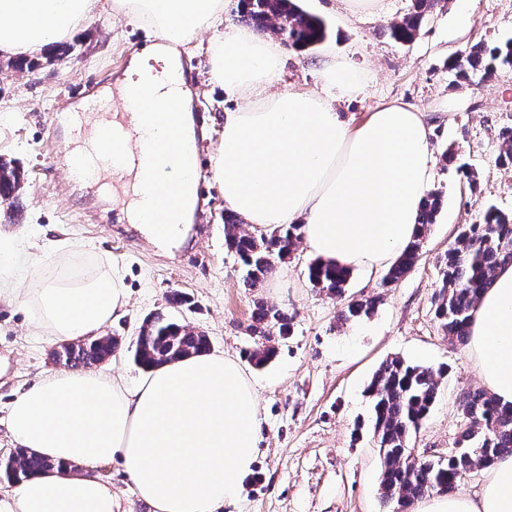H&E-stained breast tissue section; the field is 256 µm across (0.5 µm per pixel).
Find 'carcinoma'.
Here are the masks:
<instances>
[{"mask_svg":"<svg viewBox=\"0 0 512 512\" xmlns=\"http://www.w3.org/2000/svg\"><path fill=\"white\" fill-rule=\"evenodd\" d=\"M243 16L258 31L270 28L277 18L288 26V45L305 50L327 37L323 20L300 10L293 0H242ZM432 0H415L414 12L390 27L393 38L413 39L419 20ZM512 66V39L488 46L467 45L463 56L452 62L460 83L468 86L493 74L501 67ZM23 174L13 161L0 159V201L15 197L21 189ZM442 205L439 191L429 193L420 213V228L415 240L398 261L389 267L383 283L403 278L417 261L420 244L428 227L435 223ZM302 237V225L285 224L270 232L248 233L232 213H224V245L240 260L244 283L250 288L262 282L277 260L287 258ZM512 264V213L495 207L486 210L480 224H464L455 245L440 258L441 281L433 298L436 318L448 340L465 344L469 338L471 311L498 268ZM313 287L341 297L350 279V271L315 259L308 265ZM376 300L351 299L339 312L347 322L370 315ZM250 335L259 338L249 352L257 368L267 365L276 355L270 345L273 333L287 336L291 319L274 305L258 301L248 325ZM117 338L101 336L82 343L66 345L56 352V360L68 368L99 363L117 349ZM206 336L165 313L148 317L137 336L134 363L147 370L181 357L209 350ZM444 370L434 369L390 356L374 372L367 392L372 402L373 438L381 458L380 499L390 512H404L414 501L433 493H448L473 469L488 466L503 455H512V407L501 406L486 390L475 388L462 394L459 407L465 419L460 435L461 451L445 461L418 458L409 448V440L420 428L434 404ZM53 466L50 461L22 448L0 459V477L12 482L27 474Z\"/></svg>","mask_w":512,"mask_h":512,"instance_id":"obj_1","label":"carcinoma"}]
</instances>
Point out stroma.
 Returning <instances> with one entry per match:
<instances>
[{
	"instance_id": "35a3bbf8",
	"label": "stroma",
	"mask_w": 512,
	"mask_h": 512,
	"mask_svg": "<svg viewBox=\"0 0 512 512\" xmlns=\"http://www.w3.org/2000/svg\"><path fill=\"white\" fill-rule=\"evenodd\" d=\"M303 11L324 19L327 39L298 51L281 44L277 87L324 94L321 71L327 56L349 60L359 87L339 97L344 119L358 122L395 99L433 119L432 190L443 195L442 211L429 227L412 270L390 286L380 275H352L343 297L313 288L312 260L304 244L257 287L243 284L236 257L224 247V194L212 170L223 139L224 115L242 98L209 83L208 47L213 31L195 34L181 55L196 124L200 166L199 201L186 240L161 249L126 218L124 191L107 195L69 180L61 156L79 141L68 113L85 111L105 98L147 46V29L116 11L95 12L69 39L36 54V70L19 69L0 57V157L15 160L25 183L13 203H0V234L36 241L67 237L74 261L63 273L77 275L100 262L125 271L126 313L105 327L121 346L103 371L131 380L142 374L133 361L144 319L168 312L172 291L189 303L179 313L205 334L211 350L246 361L256 346L247 327L253 305L264 300L288 312L289 336L276 338L277 355L265 368L250 369L258 394L261 443L254 472L241 499L222 512H383L378 498L380 459L367 423V385L389 356L435 368L447 367L437 400L410 446L417 456L443 461L458 450L464 419L461 393L481 380L467 346L450 342L434 315L431 297L439 284L438 257L453 244L458 225L478 224L486 205L512 213V166L500 162V132L512 127V68L498 70L477 89L459 85L449 63L464 46L512 38V0H437L409 42L390 34L413 11V0H379L373 16L346 13L342 0H299ZM466 164L478 177L472 196L457 171ZM377 297L373 313L343 324L346 300ZM55 342L37 330L26 298L0 302V453L16 444L6 429V406L16 390L54 370ZM362 436L353 439L355 425Z\"/></svg>"
}]
</instances>
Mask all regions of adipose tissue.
I'll list each match as a JSON object with an SVG mask.
<instances>
[{
    "mask_svg": "<svg viewBox=\"0 0 512 512\" xmlns=\"http://www.w3.org/2000/svg\"><path fill=\"white\" fill-rule=\"evenodd\" d=\"M101 0H0V55L53 49ZM155 35L135 71L138 107L152 113L192 35L220 29L211 82L253 104L224 115L212 168L224 205L258 229L298 224L310 252L348 270L390 267L418 233L431 183V125L394 100L358 123L337 94L356 89L346 62L326 65L330 94L274 90L280 50L226 27L223 0H114ZM26 244L0 241V302L26 295L42 333L61 344L99 336L128 304L125 273L104 266L74 284L32 278ZM468 348L485 389L512 405V265L498 269L471 313ZM7 426L21 447L51 461L0 490V512H114L99 464L119 461L151 512H220L241 495L261 441L256 390L238 359L192 354L127 383L90 369L58 370L20 388ZM418 512H512V455L497 459L477 497L440 493Z\"/></svg>",
    "mask_w": 512,
    "mask_h": 512,
    "instance_id": "obj_1",
    "label": "adipose tissue"
}]
</instances>
